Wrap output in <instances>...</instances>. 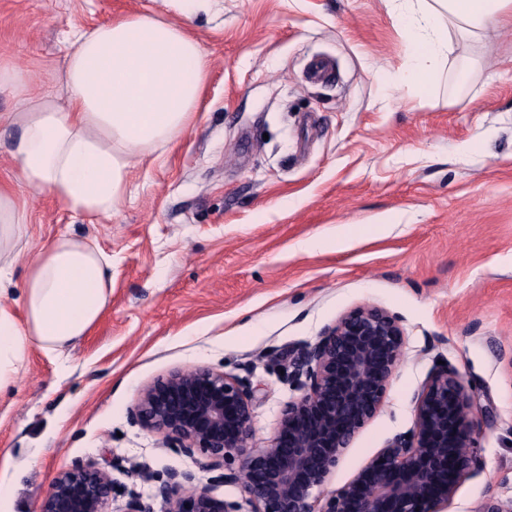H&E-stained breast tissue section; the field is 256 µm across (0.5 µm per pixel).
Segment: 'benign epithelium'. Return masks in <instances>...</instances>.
<instances>
[{"label":"benign epithelium","instance_id":"benign-epithelium-1","mask_svg":"<svg viewBox=\"0 0 512 512\" xmlns=\"http://www.w3.org/2000/svg\"><path fill=\"white\" fill-rule=\"evenodd\" d=\"M396 316L357 306L288 355L299 395L282 410L273 437L251 443L257 389L210 366L179 369L144 387L133 409L143 427L200 470H223L241 486L248 512H447L462 480L482 468L475 449L483 425L477 402L449 363L435 364L414 395V424L395 435L347 484L323 488L356 434L382 407L401 360ZM234 466L224 468L225 458ZM190 472L171 471L156 486L160 512H242L215 498ZM110 473L94 461L60 470L38 512H108ZM113 512H155L131 497ZM478 512H512V496L491 497Z\"/></svg>","mask_w":512,"mask_h":512}]
</instances>
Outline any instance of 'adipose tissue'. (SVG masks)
Returning <instances> with one entry per match:
<instances>
[{"label": "adipose tissue", "instance_id": "obj_1", "mask_svg": "<svg viewBox=\"0 0 512 512\" xmlns=\"http://www.w3.org/2000/svg\"><path fill=\"white\" fill-rule=\"evenodd\" d=\"M400 2L396 22L411 48L408 77L422 84L447 61L450 33L477 38L512 25V0ZM206 78L200 43L184 27L143 14L76 33L56 74L63 100L46 97L35 72L0 62V91L17 103L16 111L0 114V124L19 130L14 177L0 184V275L11 271L26 235L18 187L89 218L112 215L132 170L191 125ZM111 264L84 238H60L35 252L22 312L0 302V387L31 346L60 356L88 333L111 300Z\"/></svg>", "mask_w": 512, "mask_h": 512}]
</instances>
